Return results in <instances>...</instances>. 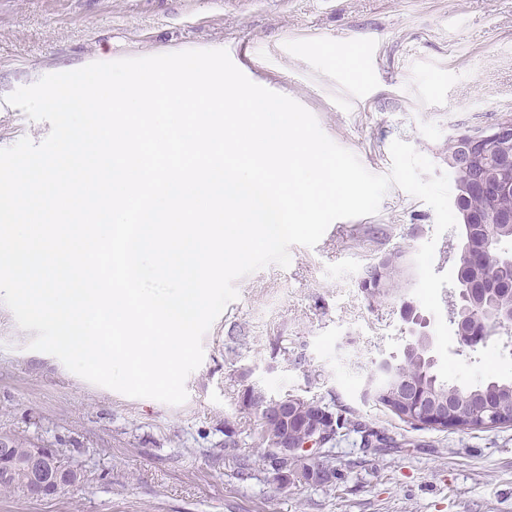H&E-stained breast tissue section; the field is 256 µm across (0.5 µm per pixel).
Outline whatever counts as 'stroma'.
<instances>
[{
    "label": "stroma",
    "mask_w": 512,
    "mask_h": 512,
    "mask_svg": "<svg viewBox=\"0 0 512 512\" xmlns=\"http://www.w3.org/2000/svg\"><path fill=\"white\" fill-rule=\"evenodd\" d=\"M227 50L254 83L287 96L375 174L400 139L448 169L456 132L512 120V0H0V148L42 142L51 125L8 104L51 73L186 50ZM435 240L453 271L460 229L435 232L422 200L390 187L376 214L339 219L288 267L238 279L204 335V358L174 406L132 398L29 350L32 332L0 303V435L55 449L81 484L41 499L0 490V512H512V425L406 431L363 400L372 363L399 359L416 333L412 290L370 301L364 270ZM336 397L395 440L334 453L345 477L279 486L240 435L250 478L224 464L239 394Z\"/></svg>",
    "instance_id": "obj_1"
}]
</instances>
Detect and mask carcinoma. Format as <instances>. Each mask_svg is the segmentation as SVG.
Returning a JSON list of instances; mask_svg holds the SVG:
<instances>
[{
    "label": "carcinoma",
    "instance_id": "1",
    "mask_svg": "<svg viewBox=\"0 0 512 512\" xmlns=\"http://www.w3.org/2000/svg\"><path fill=\"white\" fill-rule=\"evenodd\" d=\"M453 174L456 190L455 208L462 217L464 230L469 232L470 239L476 246L484 244L487 238H492L496 254L503 257L502 261L492 262L484 271L478 273L484 286L481 293L476 295L478 304L473 306L476 321L482 331L507 330L512 325L487 314L479 302L489 294L498 306L512 309V263L506 262V258L512 257V223L497 222L486 231L480 219L490 211L495 212L504 206H511L512 193L507 191L498 198L488 197L474 189L468 178L459 170H453ZM408 275L405 255L401 252L390 253L371 267L367 279L361 282V288L373 301L384 299L393 294L400 278ZM428 346V337H418L405 348L402 359L397 362L402 376L413 382L416 400L411 405L403 407L382 396L374 405L412 429L418 428L423 411V399L428 396L447 398L450 407L460 409V421L463 423L469 422L472 415L481 412L487 405H502L512 411V379L491 380L469 387L450 385L439 380L432 372L433 360L427 356ZM319 403L318 399H307L299 395L296 405L289 406L285 418L275 425L264 421V413L261 411L263 400L252 398L249 403L241 404L240 411L253 416V435L259 447L263 448L261 460L266 469L276 471L284 464L278 457L275 441L280 434H288L289 442L294 448H301L308 441L309 435L302 429L299 420L308 415L312 407ZM328 407L336 416V429L328 433L327 443L335 442L339 434L344 437L351 434L362 437L369 431L366 420L337 399H330ZM11 441L14 444L12 452L7 462L0 463V487L27 497L29 477L22 467V461L31 445L21 438L13 437Z\"/></svg>",
    "mask_w": 512,
    "mask_h": 512
}]
</instances>
